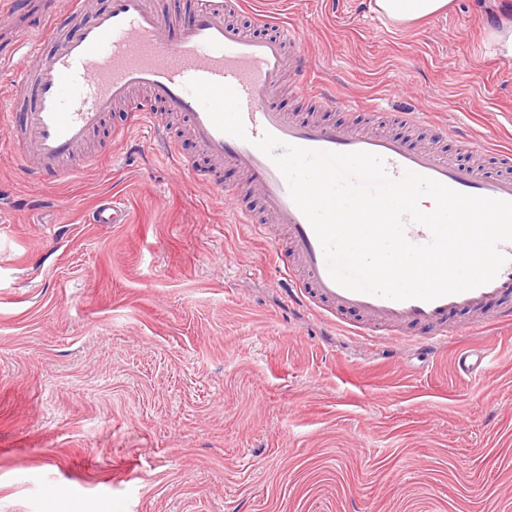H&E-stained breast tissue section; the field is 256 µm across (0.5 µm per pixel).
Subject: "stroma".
Instances as JSON below:
<instances>
[{
    "label": "stroma",
    "instance_id": "35a3bbf8",
    "mask_svg": "<svg viewBox=\"0 0 512 512\" xmlns=\"http://www.w3.org/2000/svg\"><path fill=\"white\" fill-rule=\"evenodd\" d=\"M370 0H247L299 29L313 80L426 109L512 149V58L487 32L512 0H455L397 27ZM75 155L49 183L10 161L0 123V512H512V325L432 352L376 344L288 300L275 225L234 221L184 121L178 170L147 129ZM94 163H87L89 155ZM127 224H88L101 197ZM483 345L482 387L455 348Z\"/></svg>",
    "mask_w": 512,
    "mask_h": 512
}]
</instances>
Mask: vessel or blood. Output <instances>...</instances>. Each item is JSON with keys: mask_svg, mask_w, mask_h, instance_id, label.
Here are the masks:
<instances>
[{"mask_svg": "<svg viewBox=\"0 0 512 512\" xmlns=\"http://www.w3.org/2000/svg\"><path fill=\"white\" fill-rule=\"evenodd\" d=\"M244 0H195L188 21L168 27L154 0H109L90 11L88 0H72L69 19L39 17L18 31L25 67L12 52L0 51V79L7 83V121L15 147L12 155L25 174L41 181L74 175L68 160L101 127L119 105H127L123 125H145L167 138L164 114L187 118L202 153L217 165H230L245 176L257 193L253 202L236 203L238 223L282 227L280 250L288 277L290 302L308 307L325 319L340 322L344 313L360 316L347 330L372 341L413 340L438 348L457 332L455 316L468 327L488 330L512 321V242L502 243L506 262L491 282L432 301H396L355 292L330 276L322 246L305 215L291 199L287 183L255 142L272 134L284 143L331 152L366 151L384 158L392 177L412 171L463 194L512 201V150L492 143L475 144L448 125L431 124L425 111L385 113L367 105L368 122L333 124L299 117L280 106L276 94L286 72L303 77L309 60L295 26L269 21L268 33L254 35L227 20ZM202 79L231 86L237 93L247 139L217 129L187 84ZM389 118L402 126H433L444 140L455 141L462 158L446 150L415 147L406 136L373 130ZM92 224H126L130 212L120 200L100 198L88 216ZM488 354L461 349L459 372L473 381L485 378Z\"/></svg>", "mask_w": 512, "mask_h": 512, "instance_id": "obj_1", "label": "vessel or blood"}]
</instances>
